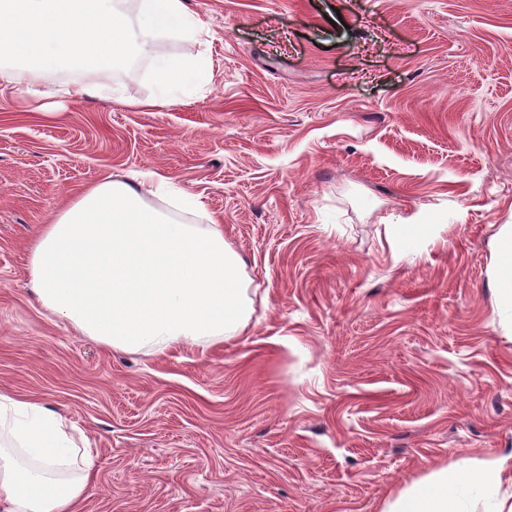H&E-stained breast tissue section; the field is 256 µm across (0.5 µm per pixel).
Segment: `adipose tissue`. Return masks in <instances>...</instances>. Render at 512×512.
I'll return each mask as SVG.
<instances>
[{
  "instance_id": "adipose-tissue-1",
  "label": "adipose tissue",
  "mask_w": 512,
  "mask_h": 512,
  "mask_svg": "<svg viewBox=\"0 0 512 512\" xmlns=\"http://www.w3.org/2000/svg\"><path fill=\"white\" fill-rule=\"evenodd\" d=\"M203 21L183 0H0V91L38 99L61 82L111 101L115 73L155 57L164 41L192 46ZM186 53L160 60L159 106L196 71ZM499 313L512 318V226L497 241ZM40 306L96 343L163 353L242 336L251 280L221 218L144 170L107 175L58 206L27 247ZM94 458L74 428L33 398L0 392V512H75ZM380 512H512V454L470 469L443 465L392 493Z\"/></svg>"
}]
</instances>
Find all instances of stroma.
I'll return each mask as SVG.
<instances>
[{"label": "stroma", "mask_w": 512, "mask_h": 512, "mask_svg": "<svg viewBox=\"0 0 512 512\" xmlns=\"http://www.w3.org/2000/svg\"><path fill=\"white\" fill-rule=\"evenodd\" d=\"M207 69L176 104L0 92V390L95 456L77 512H378L434 466L512 454V0H184ZM151 169L219 216L256 290L243 336L105 349L25 276L48 213ZM430 232L394 257L391 227ZM494 279L499 297V313L508 321L512 318V226L505 225L497 241Z\"/></svg>", "instance_id": "obj_1"}]
</instances>
